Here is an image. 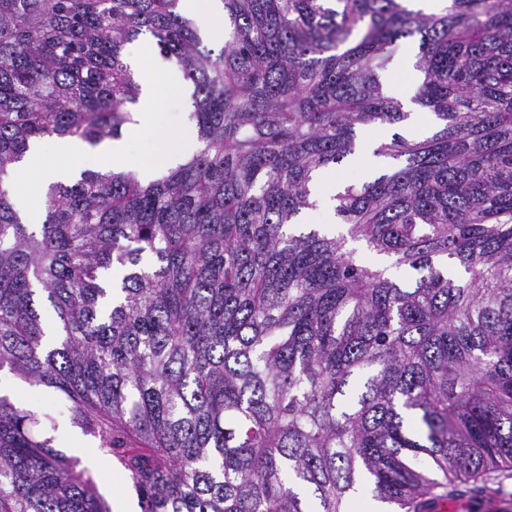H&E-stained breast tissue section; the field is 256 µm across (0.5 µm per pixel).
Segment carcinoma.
Wrapping results in <instances>:
<instances>
[{"instance_id":"1","label":"carcinoma","mask_w":512,"mask_h":512,"mask_svg":"<svg viewBox=\"0 0 512 512\" xmlns=\"http://www.w3.org/2000/svg\"><path fill=\"white\" fill-rule=\"evenodd\" d=\"M208 48L179 0H0V372L70 402L143 512H397L512 469V0H223ZM143 32L193 85L198 151L147 183L49 186L39 232L7 181L29 141L122 137ZM420 35L397 164L289 226L310 184L398 126L392 49ZM362 243L415 273L361 260ZM37 414L0 394V512H111Z\"/></svg>"}]
</instances>
